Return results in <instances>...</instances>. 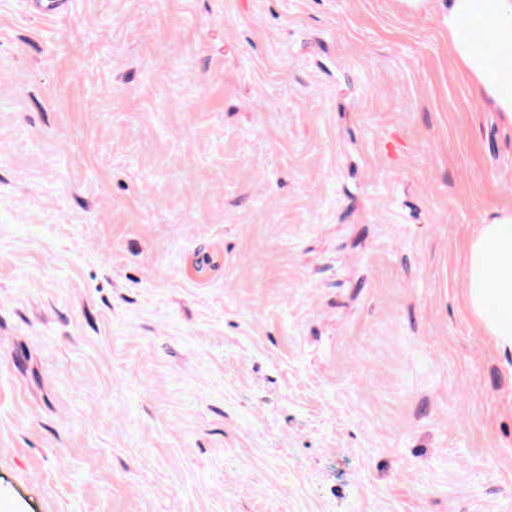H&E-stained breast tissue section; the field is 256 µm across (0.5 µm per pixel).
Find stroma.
Here are the masks:
<instances>
[{
    "label": "stroma",
    "instance_id": "1",
    "mask_svg": "<svg viewBox=\"0 0 512 512\" xmlns=\"http://www.w3.org/2000/svg\"><path fill=\"white\" fill-rule=\"evenodd\" d=\"M444 14L0 0V512H512Z\"/></svg>",
    "mask_w": 512,
    "mask_h": 512
}]
</instances>
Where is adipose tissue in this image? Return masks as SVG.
I'll use <instances>...</instances> for the list:
<instances>
[{
    "instance_id": "adipose-tissue-1",
    "label": "adipose tissue",
    "mask_w": 512,
    "mask_h": 512,
    "mask_svg": "<svg viewBox=\"0 0 512 512\" xmlns=\"http://www.w3.org/2000/svg\"><path fill=\"white\" fill-rule=\"evenodd\" d=\"M445 22L448 49L477 99L512 126V0H447ZM465 254L468 309L495 348L512 354V209L478 225Z\"/></svg>"
}]
</instances>
